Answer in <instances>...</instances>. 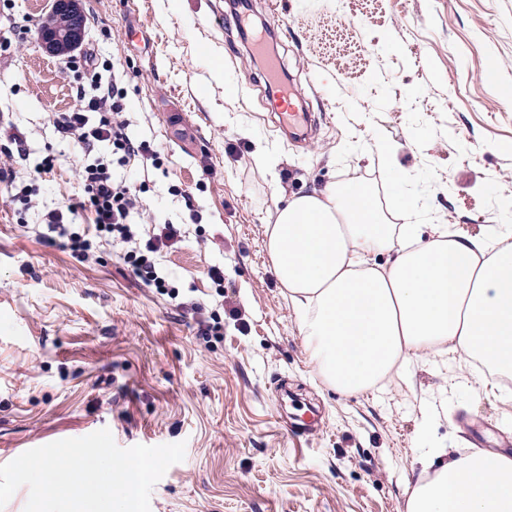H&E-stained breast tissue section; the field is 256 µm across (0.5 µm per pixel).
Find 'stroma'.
<instances>
[{"mask_svg": "<svg viewBox=\"0 0 512 512\" xmlns=\"http://www.w3.org/2000/svg\"><path fill=\"white\" fill-rule=\"evenodd\" d=\"M279 2L270 48L318 115L306 144L274 131L262 63L224 29L233 0H79L82 50L102 77L124 65L132 134L173 161L146 202L157 222L188 226L160 259L181 297L226 309L208 341L111 249L81 264L37 238L43 213L79 192L76 152L52 126L78 86L37 38L47 0L0 10L15 31L0 47V124L25 133L31 157H64L23 215L0 184V465L106 428L123 448L185 443L151 512H405L423 449L466 453L478 434L512 453V400L478 394L472 359L431 356L355 395L324 382L265 247L289 196L350 181L385 212L413 190L433 223L476 241L512 225V0ZM301 404L321 414L306 436L288 430Z\"/></svg>", "mask_w": 512, "mask_h": 512, "instance_id": "obj_1", "label": "stroma"}]
</instances>
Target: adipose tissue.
<instances>
[{
	"instance_id": "adipose-tissue-1",
	"label": "adipose tissue",
	"mask_w": 512,
	"mask_h": 512,
	"mask_svg": "<svg viewBox=\"0 0 512 512\" xmlns=\"http://www.w3.org/2000/svg\"><path fill=\"white\" fill-rule=\"evenodd\" d=\"M402 223L369 191L329 184L288 198L267 229L276 276L306 350L337 391L357 394L432 355L476 359L512 375V226L483 241L440 227L400 201ZM388 253L380 264L375 254ZM421 469L406 512H512V455L475 451Z\"/></svg>"
}]
</instances>
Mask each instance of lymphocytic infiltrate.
Returning a JSON list of instances; mask_svg holds the SVG:
<instances>
[{"mask_svg":"<svg viewBox=\"0 0 512 512\" xmlns=\"http://www.w3.org/2000/svg\"><path fill=\"white\" fill-rule=\"evenodd\" d=\"M60 68L64 74L90 81L95 93L80 97L77 107L53 117L59 137L84 155L78 174L82 194L66 210L44 214L45 243L62 245L82 263L103 246L121 248L124 263L138 279L158 292L178 297V290L162 272L157 258L162 252L178 248L183 240L180 227L152 224L143 211L147 181L121 179L114 173L118 165L142 173L161 168L164 159L160 151L131 133L124 90L118 83H103L92 52L67 55ZM25 143L17 127L0 130V182L11 189L13 203L29 210L36 207L39 192L59 166L60 157L46 151L30 164L26 178H19L14 164L26 158ZM86 212L92 214V224L77 227V220Z\"/></svg>","mask_w":512,"mask_h":512,"instance_id":"f902f5d3","label":"lymphocytic infiltrate"}]
</instances>
